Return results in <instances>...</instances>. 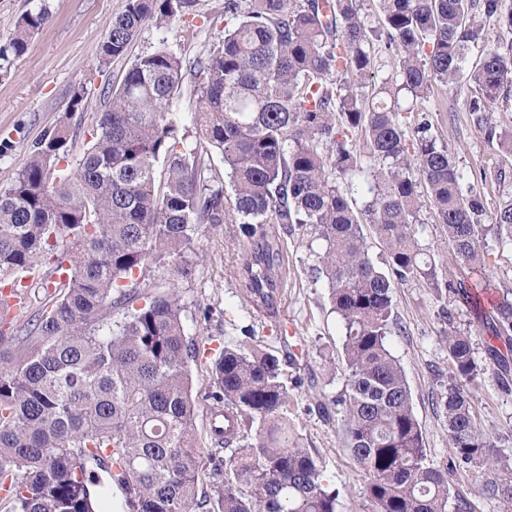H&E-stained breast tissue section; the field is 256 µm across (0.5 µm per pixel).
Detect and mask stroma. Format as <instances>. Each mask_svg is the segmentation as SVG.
Segmentation results:
<instances>
[{
  "instance_id": "1",
  "label": "stroma",
  "mask_w": 512,
  "mask_h": 512,
  "mask_svg": "<svg viewBox=\"0 0 512 512\" xmlns=\"http://www.w3.org/2000/svg\"><path fill=\"white\" fill-rule=\"evenodd\" d=\"M123 0H47L52 18L35 34L27 53L15 60L8 76L0 78V188L8 187L27 163L33 144L65 115L75 88L90 87L88 109L100 108L103 86L119 85L134 56L154 50L160 43L184 44L187 57L208 52L217 45L224 24V0H199L201 18L195 19V35L184 40L180 24L158 29L145 26L127 58L98 65L100 45ZM467 87L436 88L427 100L431 132L448 144L465 183L475 185L485 197L487 210L512 197V155L489 143L474 125L468 110ZM416 237L427 253L446 263L449 279H456L458 264L442 225L431 210L421 213ZM288 256V286L279 303L280 313L268 318L251 314L240 295L233 275L237 255L245 247L236 238L233 224H206L199 231L197 250L201 261L191 281L179 288L187 306L185 330L200 353L190 363L191 394L197 406L194 432L200 446L209 443L212 402L210 367L224 344L239 336L241 326H252L255 345L261 350L277 349L279 327H286L289 341L305 351L298 365L285 367L292 381L288 414L295 421L301 443L318 454L328 479L340 491L341 512H361L362 477L350 456L341 431V416L319 411L341 389L346 373L343 361L345 330L331 313L328 291L315 279L316 257L308 239L297 231L281 234ZM486 261L482 279L493 290H512V240L495 231L485 233ZM395 313L401 326L391 338L411 391L413 409L424 433L426 448L434 463H449L452 454L440 405V398L454 384V369L444 341V313H451L454 325L471 335L479 365L477 378L466 390L483 433L501 441L512 454V390H503L495 360L487 353L493 337L469 308L451 291L438 292L425 282L410 281L393 290ZM213 310L211 320L199 319V308ZM490 478L479 466H465L454 473L453 487L472 504L474 512H501L486 491Z\"/></svg>"
}]
</instances>
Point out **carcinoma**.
<instances>
[{
	"label": "carcinoma",
	"instance_id": "obj_1",
	"mask_svg": "<svg viewBox=\"0 0 512 512\" xmlns=\"http://www.w3.org/2000/svg\"><path fill=\"white\" fill-rule=\"evenodd\" d=\"M381 22L366 24L361 0H224V34L191 60L165 43L134 58L122 82L101 89L90 140L68 162L86 110L84 87L65 117L32 145L25 167L0 190V285L38 294L26 280L41 268L67 273L13 341L37 345L0 368V491L5 512H104L112 489L122 512H339L340 493L288 417L283 365L297 361L251 345L253 328L214 359L211 447L196 443L189 361L178 281L199 263L204 224L238 222L250 248L236 274L256 313L276 314L284 255L269 224L311 228L323 243L314 273L325 281L345 328L347 373L330 403L339 407L347 449L362 472L367 512H473L451 491L454 469L434 464L390 337L398 327L393 288L424 280L481 307L479 282L447 279L419 244L423 208L445 227L456 262L471 273L485 260L486 208L463 187L448 146L431 133L424 102L439 85L471 88L468 111L489 141L512 153L483 118L512 86V42L466 65L486 22L512 34L505 0H379ZM198 0H124L100 45L106 67L126 57L142 28L182 23L194 34ZM51 16L23 14L0 47V71L23 56ZM393 53L400 81L372 93L373 42ZM194 85L195 131L167 118L186 76ZM411 98L405 112L400 95ZM364 134L366 151L351 142ZM220 153L224 167L213 162ZM164 164L163 182L155 166ZM232 211L226 210L224 174ZM371 176L362 205L354 178ZM490 223L512 234V198ZM383 243V264L363 233ZM172 282L149 283L152 269ZM492 335L512 342V301L496 305ZM448 354L459 382L441 397L448 444L462 463L493 472L487 493L512 512V457L477 426L468 392L477 364L471 337L448 320ZM224 453V478L197 496L200 459ZM107 473L104 482L88 468Z\"/></svg>",
	"mask_w": 512,
	"mask_h": 512
}]
</instances>
